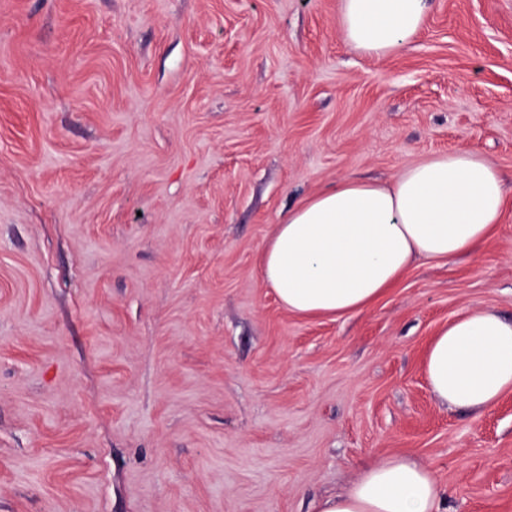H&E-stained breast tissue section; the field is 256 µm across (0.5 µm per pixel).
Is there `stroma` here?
<instances>
[{"label": "stroma", "mask_w": 512, "mask_h": 512, "mask_svg": "<svg viewBox=\"0 0 512 512\" xmlns=\"http://www.w3.org/2000/svg\"><path fill=\"white\" fill-rule=\"evenodd\" d=\"M340 9L0 0V512H315L391 454L442 512H512V392L451 409L423 370L458 315L512 319V194L360 313L288 312L259 267L340 176L512 173V0H430L381 58Z\"/></svg>", "instance_id": "1"}]
</instances>
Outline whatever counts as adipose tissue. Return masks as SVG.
Here are the masks:
<instances>
[{
    "label": "adipose tissue",
    "instance_id": "ef3b65f1",
    "mask_svg": "<svg viewBox=\"0 0 512 512\" xmlns=\"http://www.w3.org/2000/svg\"><path fill=\"white\" fill-rule=\"evenodd\" d=\"M429 7V0H341L340 26L356 49L385 56L418 33ZM505 201L499 170L469 151L405 166L387 185L343 176L276 224L261 275L293 313L359 312L414 259H451L484 243ZM424 372L442 404L490 408L512 391V321L485 309L457 316L432 339ZM445 496L430 467L390 455L317 512H440Z\"/></svg>",
    "mask_w": 512,
    "mask_h": 512
}]
</instances>
